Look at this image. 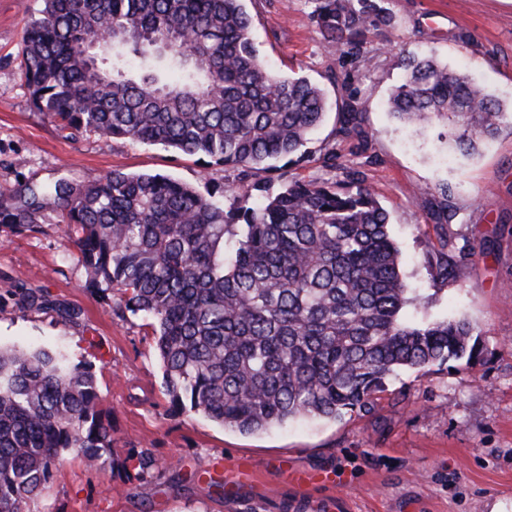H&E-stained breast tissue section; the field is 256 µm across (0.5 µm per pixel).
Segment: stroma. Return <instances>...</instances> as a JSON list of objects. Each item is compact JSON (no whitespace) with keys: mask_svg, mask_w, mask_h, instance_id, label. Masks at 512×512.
Wrapping results in <instances>:
<instances>
[{"mask_svg":"<svg viewBox=\"0 0 512 512\" xmlns=\"http://www.w3.org/2000/svg\"><path fill=\"white\" fill-rule=\"evenodd\" d=\"M391 27L366 35L371 66L339 58L314 19L317 0H247L262 59L275 71L323 84L329 100L354 97L363 140L336 135V116L278 172L206 165L130 139L69 137L34 112L19 66L24 29L42 0H0V190L63 178L87 185L112 170L162 173L200 191L276 193L285 180L341 179L360 170L390 215L410 294L421 305L408 320L464 318L482 336L480 361L407 370L390 378L365 410L338 420L243 434L201 415L175 414L143 315H121L113 296L91 293L63 225L37 233L0 227V346L45 347L90 364L102 408L112 419V460L89 467L67 454L28 512H290L298 498L338 494L349 512H512V121L472 155L448 146V128L418 131L387 110L403 78L400 61L435 55L512 110V0H382ZM337 70L338 83L325 81ZM336 152L339 168L325 165ZM452 210V223L432 218ZM488 243L458 260L452 249ZM447 263L448 276L436 268ZM49 295V308L21 306L18 289ZM76 310L63 318L60 307ZM146 452L158 469L140 477L125 458ZM253 482L225 494L220 483L237 460ZM291 471L334 476L305 489Z\"/></svg>","mask_w":512,"mask_h":512,"instance_id":"obj_1","label":"stroma"}]
</instances>
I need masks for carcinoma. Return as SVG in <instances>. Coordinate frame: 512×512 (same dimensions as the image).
Instances as JSON below:
<instances>
[{
  "instance_id": "1",
  "label": "carcinoma",
  "mask_w": 512,
  "mask_h": 512,
  "mask_svg": "<svg viewBox=\"0 0 512 512\" xmlns=\"http://www.w3.org/2000/svg\"><path fill=\"white\" fill-rule=\"evenodd\" d=\"M20 51L30 106L60 130L127 138L241 170L274 171L324 122V89L260 57L245 0H42ZM377 0H319L316 23L342 58L369 61L365 36L389 26ZM389 112L415 127L448 121L473 151L509 111L436 58L402 59ZM363 103L336 105V133L361 134ZM232 206L163 174L114 170L0 191V224L40 231L50 206L78 252L87 288L118 294L153 330L172 410L241 433L365 409L386 380L480 358L463 320L412 322L387 211L349 170L294 180ZM76 449L100 466L112 450L90 364L59 351L0 349V512H26ZM126 464L158 468L146 453Z\"/></svg>"
}]
</instances>
